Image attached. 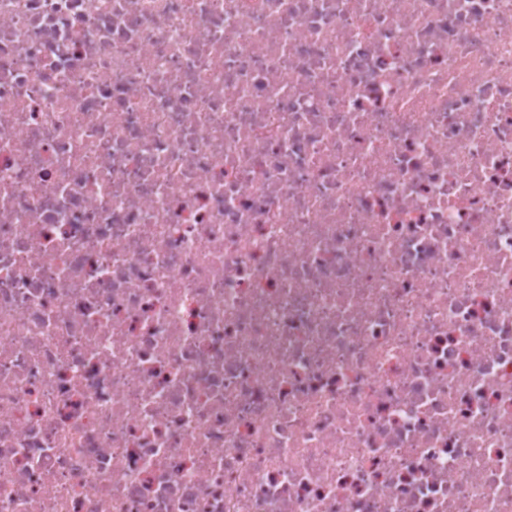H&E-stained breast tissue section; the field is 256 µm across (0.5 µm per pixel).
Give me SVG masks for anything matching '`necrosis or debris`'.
I'll return each instance as SVG.
<instances>
[{"mask_svg":"<svg viewBox=\"0 0 512 512\" xmlns=\"http://www.w3.org/2000/svg\"><path fill=\"white\" fill-rule=\"evenodd\" d=\"M0 512H512V0H0Z\"/></svg>","mask_w":512,"mask_h":512,"instance_id":"1","label":"necrosis or debris"}]
</instances>
